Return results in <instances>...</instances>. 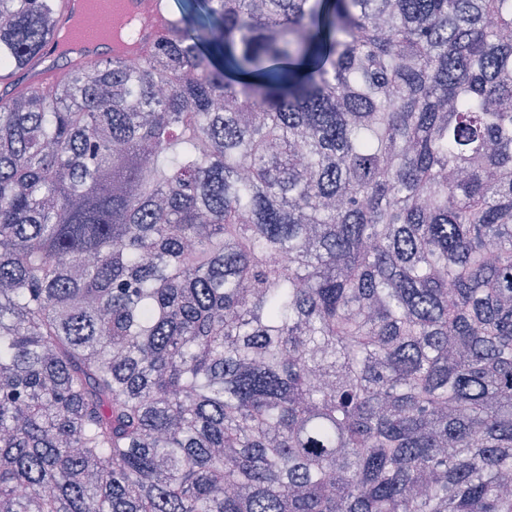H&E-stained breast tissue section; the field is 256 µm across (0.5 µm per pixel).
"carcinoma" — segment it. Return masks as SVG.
I'll use <instances>...</instances> for the list:
<instances>
[{
    "mask_svg": "<svg viewBox=\"0 0 512 512\" xmlns=\"http://www.w3.org/2000/svg\"><path fill=\"white\" fill-rule=\"evenodd\" d=\"M179 18L0 95V512H512V0Z\"/></svg>",
    "mask_w": 512,
    "mask_h": 512,
    "instance_id": "obj_1",
    "label": "carcinoma"
}]
</instances>
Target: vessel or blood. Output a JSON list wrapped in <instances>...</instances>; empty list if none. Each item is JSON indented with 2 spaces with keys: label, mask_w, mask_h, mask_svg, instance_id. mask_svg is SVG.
<instances>
[{
  "label": "vessel or blood",
  "mask_w": 512,
  "mask_h": 512,
  "mask_svg": "<svg viewBox=\"0 0 512 512\" xmlns=\"http://www.w3.org/2000/svg\"><path fill=\"white\" fill-rule=\"evenodd\" d=\"M100 9H112L115 15H134L139 20L138 38L134 41H116L99 44L92 28H75L74 23L87 11V0H57L59 28L68 34L69 46L65 54H58L55 41H48L42 55L18 70L0 71V88L26 87L38 91L49 90L61 79L64 67L114 61L129 62L139 56L142 45L163 35L176 36L179 21L172 13L168 0H154L152 11H144L142 0H100Z\"/></svg>",
  "instance_id": "obj_1"
}]
</instances>
